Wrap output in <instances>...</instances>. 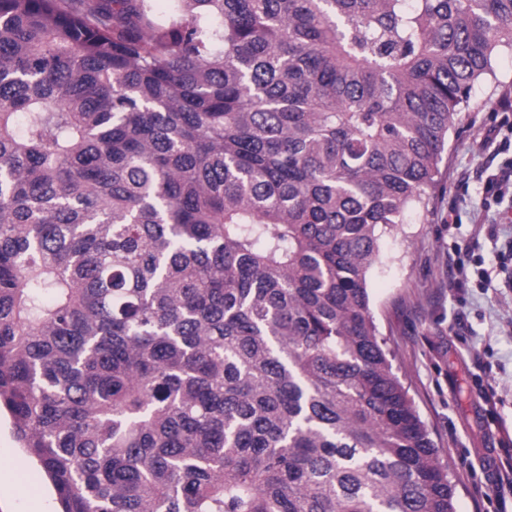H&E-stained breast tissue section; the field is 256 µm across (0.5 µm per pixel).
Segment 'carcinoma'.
<instances>
[{
	"label": "carcinoma",
	"mask_w": 512,
	"mask_h": 512,
	"mask_svg": "<svg viewBox=\"0 0 512 512\" xmlns=\"http://www.w3.org/2000/svg\"><path fill=\"white\" fill-rule=\"evenodd\" d=\"M512 0H0V408L57 512H456L370 307Z\"/></svg>",
	"instance_id": "cac0c4a2"
}]
</instances>
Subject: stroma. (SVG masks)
<instances>
[{
	"label": "stroma",
	"instance_id": "35a3bbf8",
	"mask_svg": "<svg viewBox=\"0 0 512 512\" xmlns=\"http://www.w3.org/2000/svg\"><path fill=\"white\" fill-rule=\"evenodd\" d=\"M512 91V47L461 103L439 164L441 190L383 239L368 277L372 310L456 486V512H512V200L495 202L484 178L512 163V127L495 105ZM495 144L480 150L489 129ZM495 237H488V227ZM478 241L471 286H448V252ZM9 418L0 419V512H55L42 469L20 463Z\"/></svg>",
	"mask_w": 512,
	"mask_h": 512
}]
</instances>
